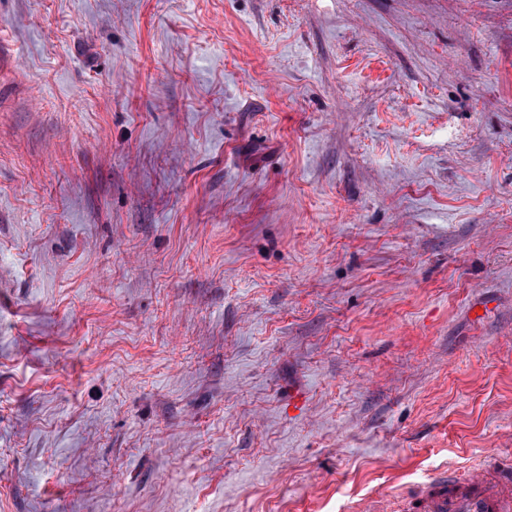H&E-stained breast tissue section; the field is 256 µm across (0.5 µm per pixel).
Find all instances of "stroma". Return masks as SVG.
Wrapping results in <instances>:
<instances>
[{
    "instance_id": "35a3bbf8",
    "label": "stroma",
    "mask_w": 512,
    "mask_h": 512,
    "mask_svg": "<svg viewBox=\"0 0 512 512\" xmlns=\"http://www.w3.org/2000/svg\"><path fill=\"white\" fill-rule=\"evenodd\" d=\"M512 469V0H0V512H344Z\"/></svg>"
}]
</instances>
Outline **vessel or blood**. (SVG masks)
Segmentation results:
<instances>
[{
    "mask_svg": "<svg viewBox=\"0 0 512 512\" xmlns=\"http://www.w3.org/2000/svg\"><path fill=\"white\" fill-rule=\"evenodd\" d=\"M350 512H512V479L483 470L463 478L446 468L428 477L412 496L391 493Z\"/></svg>",
    "mask_w": 512,
    "mask_h": 512,
    "instance_id": "vessel-or-blood-1",
    "label": "vessel or blood"
}]
</instances>
